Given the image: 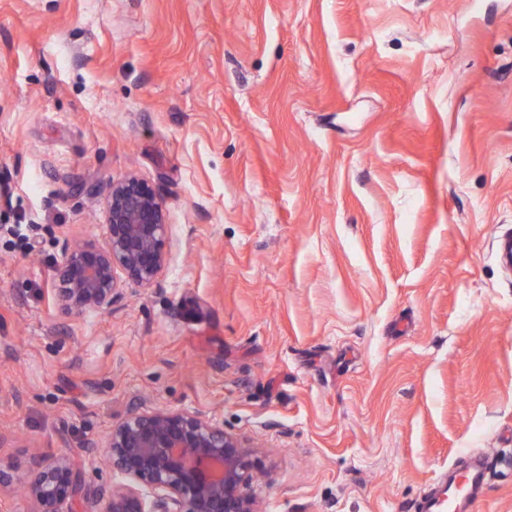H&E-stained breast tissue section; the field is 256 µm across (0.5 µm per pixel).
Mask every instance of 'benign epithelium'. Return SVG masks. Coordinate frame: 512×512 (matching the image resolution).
Wrapping results in <instances>:
<instances>
[{"label": "benign epithelium", "mask_w": 512, "mask_h": 512, "mask_svg": "<svg viewBox=\"0 0 512 512\" xmlns=\"http://www.w3.org/2000/svg\"><path fill=\"white\" fill-rule=\"evenodd\" d=\"M107 238L64 245L57 301L66 314L112 313L121 277L151 287L166 261L164 204L136 176L112 185ZM103 456L116 481L86 485L68 456L35 458L27 481L31 512H259L249 494L253 450L198 410L133 408L107 433Z\"/></svg>", "instance_id": "obj_1"}]
</instances>
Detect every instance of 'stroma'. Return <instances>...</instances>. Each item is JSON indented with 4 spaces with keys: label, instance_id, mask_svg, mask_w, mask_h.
Returning <instances> with one entry per match:
<instances>
[{
    "label": "stroma",
    "instance_id": "35a3bbf8",
    "mask_svg": "<svg viewBox=\"0 0 512 512\" xmlns=\"http://www.w3.org/2000/svg\"><path fill=\"white\" fill-rule=\"evenodd\" d=\"M134 175L166 263L66 316ZM512 0H0V459L138 407L255 447L260 512H512ZM488 464L485 458L471 462L459 477L448 480L439 494L416 506V512H469L486 485Z\"/></svg>",
    "mask_w": 512,
    "mask_h": 512
}]
</instances>
